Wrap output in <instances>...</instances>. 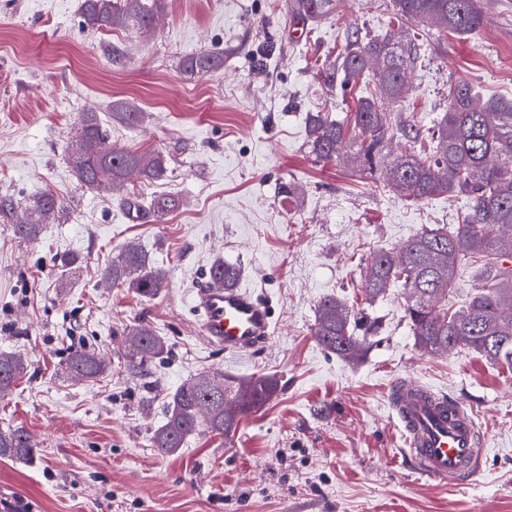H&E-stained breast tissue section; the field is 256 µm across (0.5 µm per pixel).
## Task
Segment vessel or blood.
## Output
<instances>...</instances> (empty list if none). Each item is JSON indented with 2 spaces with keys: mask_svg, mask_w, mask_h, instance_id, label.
I'll return each instance as SVG.
<instances>
[{
  "mask_svg": "<svg viewBox=\"0 0 512 512\" xmlns=\"http://www.w3.org/2000/svg\"><path fill=\"white\" fill-rule=\"evenodd\" d=\"M196 301L202 335L225 352L248 351L273 333L269 301L251 290L206 282L198 287ZM389 397L404 433L403 458L417 474L455 485L480 470L481 437L472 413L458 401L410 379L396 382Z\"/></svg>",
  "mask_w": 512,
  "mask_h": 512,
  "instance_id": "b4317fda",
  "label": "vessel or blood"
}]
</instances>
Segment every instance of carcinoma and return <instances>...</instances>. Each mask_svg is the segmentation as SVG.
Returning a JSON list of instances; mask_svg holds the SVG:
<instances>
[{
	"instance_id": "cac0c4a2",
	"label": "carcinoma",
	"mask_w": 512,
	"mask_h": 512,
	"mask_svg": "<svg viewBox=\"0 0 512 512\" xmlns=\"http://www.w3.org/2000/svg\"><path fill=\"white\" fill-rule=\"evenodd\" d=\"M397 15L437 25L439 32L458 38L478 36L484 17L478 0H394ZM156 9L143 0H82V25L93 28H150ZM413 38L355 37L337 56L336 71L346 89L378 86L381 98L361 95L356 110L339 119L329 112H310L306 125L311 152L333 161L345 148L352 149L360 170L377 173L383 186L401 199L419 202L438 195L463 194L469 206L454 231L425 230L393 254H374L362 272L364 304L371 306L388 288L401 283L406 291L404 318L416 343L428 353L465 347L482 356L512 366V268H502V258H512V102L489 99L482 103L466 82L448 85V110L434 126L431 143H425L416 116L386 112L383 101L396 102L406 93L408 75L419 60ZM223 58L202 52L183 61L184 72L205 75ZM140 113L124 102L112 105V119L125 124ZM107 138L96 112H84L73 140L66 146L68 161L78 181L101 192L102 180L113 183L132 175L143 180L166 176L168 161L159 152L137 153L101 148ZM174 201L152 198L146 208L163 220ZM27 218L13 225L23 242L36 240L44 225L54 224L65 211L64 203L44 192L25 204ZM481 263L492 283L474 293L459 310L440 306L452 290L457 271ZM238 264L215 260L209 276L226 287L240 278ZM112 285H125L135 294L153 298L167 287L165 275L149 256L131 241L104 270ZM380 329L378 318L366 312L355 316L347 301L327 296L317 305L315 335L327 351L346 361L363 357L369 337ZM168 353L166 341L150 325L140 322L126 332L124 368L134 376ZM31 368L19 352L0 351V399ZM65 370L76 380H92L108 371V363L90 348L71 352ZM279 390L270 374L236 376L222 371L202 372L185 380L168 395L165 419L153 433L152 447L169 457L179 453L187 439L201 432L230 437L241 418L262 409ZM37 448L26 429L0 430V456L31 460Z\"/></svg>"
}]
</instances>
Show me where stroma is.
<instances>
[{"label":"stroma","instance_id":"1","mask_svg":"<svg viewBox=\"0 0 512 512\" xmlns=\"http://www.w3.org/2000/svg\"><path fill=\"white\" fill-rule=\"evenodd\" d=\"M478 39L437 37L397 21L393 0H162L147 32L82 25L81 0H0V196L28 201L45 190L65 204L61 223L37 241L0 221V351L33 363L0 399V430L27 429L33 461L0 456V500L21 496L33 512H512V368L460 348L425 353L403 318L394 285L372 307L381 328L356 364L325 351L316 308L328 295L363 306L361 272L372 255L398 250L427 229H455L466 197L411 203L349 162L311 154L306 116L355 107L334 63L347 40L399 31L424 48L405 97L430 128L448 109V85L512 100V0H479ZM204 50L224 64L187 75ZM133 104L136 124L113 120ZM99 113L110 144L159 152L166 179H138L111 193L86 188L64 153L79 115ZM294 183L293 198L278 186ZM173 198L163 221L128 197ZM136 241L169 286L142 298L102 279ZM80 262L60 273L56 257ZM239 264L240 283L273 300L268 344L229 354L198 332L194 289L217 258ZM149 324L169 353L146 378L120 354L127 328ZM111 365L75 382L70 347ZM273 374L277 395L242 417L228 439L190 437L159 456L151 436L170 392L203 371ZM416 380L471 409L486 453L480 473L451 486L404 462L403 431L388 396Z\"/></svg>","mask_w":512,"mask_h":512}]
</instances>
